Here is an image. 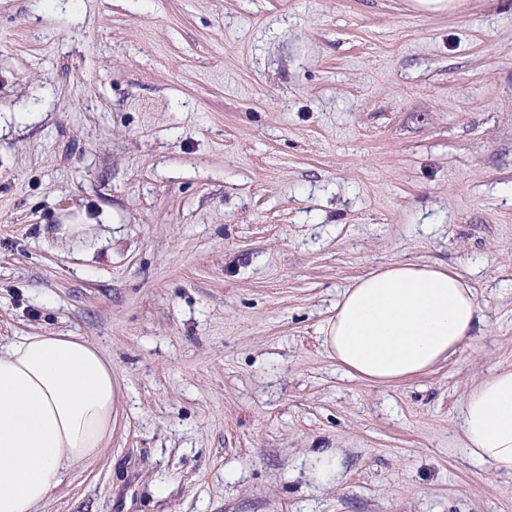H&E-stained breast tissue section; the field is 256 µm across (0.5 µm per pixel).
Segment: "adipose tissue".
<instances>
[{
  "instance_id": "obj_1",
  "label": "adipose tissue",
  "mask_w": 512,
  "mask_h": 512,
  "mask_svg": "<svg viewBox=\"0 0 512 512\" xmlns=\"http://www.w3.org/2000/svg\"><path fill=\"white\" fill-rule=\"evenodd\" d=\"M482 322L460 274L397 262L343 291L324 345L347 374L388 384L446 361ZM119 397L111 360L81 337L26 334L0 345V512H37L69 473L99 456ZM460 431L473 459L512 474V365L469 392Z\"/></svg>"
}]
</instances>
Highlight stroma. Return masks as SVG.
<instances>
[{
	"instance_id": "1",
	"label": "stroma",
	"mask_w": 512,
	"mask_h": 512,
	"mask_svg": "<svg viewBox=\"0 0 512 512\" xmlns=\"http://www.w3.org/2000/svg\"><path fill=\"white\" fill-rule=\"evenodd\" d=\"M394 262L459 273L485 321L382 385L322 328ZM29 332L121 389L38 512H512L460 440L512 364V0H0V341ZM308 475L319 488L331 487L340 479L341 466L339 457L332 449H320L309 456Z\"/></svg>"
}]
</instances>
